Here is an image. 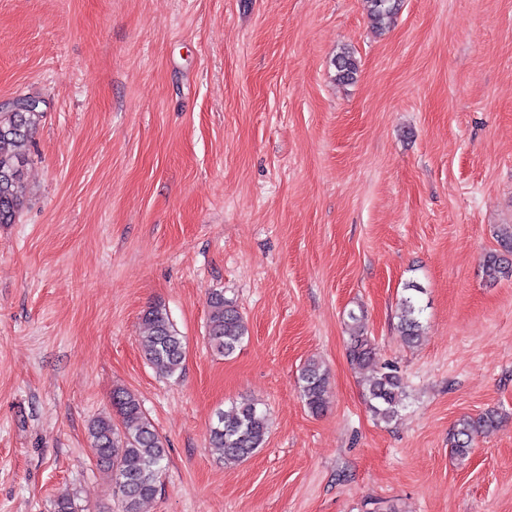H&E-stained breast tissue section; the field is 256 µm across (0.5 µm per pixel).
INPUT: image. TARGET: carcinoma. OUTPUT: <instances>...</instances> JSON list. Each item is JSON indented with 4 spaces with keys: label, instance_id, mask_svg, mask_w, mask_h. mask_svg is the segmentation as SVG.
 Instances as JSON below:
<instances>
[{
    "label": "carcinoma",
    "instance_id": "obj_1",
    "mask_svg": "<svg viewBox=\"0 0 512 512\" xmlns=\"http://www.w3.org/2000/svg\"><path fill=\"white\" fill-rule=\"evenodd\" d=\"M372 27H390L399 11L401 0H364ZM336 80L349 83L358 72L356 59L348 49L333 58ZM24 102H35L37 108L14 111L0 110V224L15 222L21 205L20 189L24 167L28 163L29 146L45 111L44 101L25 96ZM501 250L490 253L484 260V273L496 282L512 277V230L501 234ZM399 300V331L409 344H416L424 333L416 286ZM212 311L209 317L208 339L218 354L229 357L243 343L247 327L237 307L224 299V290L211 293ZM350 336L348 356L356 365L375 362V347L360 325L361 318L348 314ZM140 348L156 373L165 379L178 378L184 369L186 349L170 319L160 304L149 305L141 317ZM298 385L301 396L314 414L327 407L329 372L317 359L308 360L300 369ZM365 397L374 417L385 424L397 420L404 408L405 386L396 369L384 365L365 384ZM113 413L95 418L89 426L91 447L101 470L112 482L114 494L121 502L122 512H140V504L153 498L165 470L169 450L165 447L151 420L146 416L137 396L126 388L112 392ZM497 414L487 411L477 417H463L453 428L451 451L460 458L471 453L475 438L494 427ZM268 433V416L259 403L245 400L232 405L216 416L210 430V445L226 460L242 461L262 447Z\"/></svg>",
    "mask_w": 512,
    "mask_h": 512
}]
</instances>
